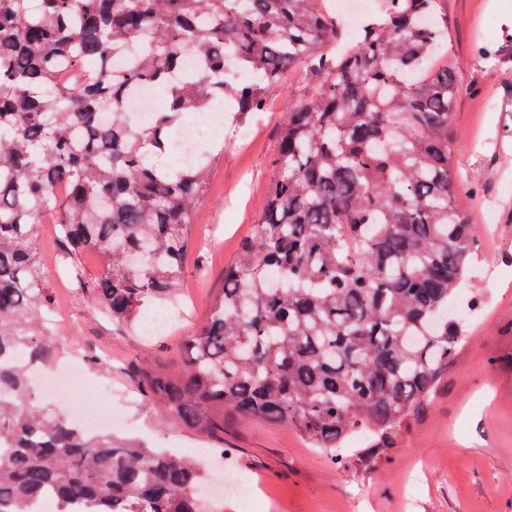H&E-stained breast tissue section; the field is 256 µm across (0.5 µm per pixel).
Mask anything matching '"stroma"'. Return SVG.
Instances as JSON below:
<instances>
[{
  "mask_svg": "<svg viewBox=\"0 0 512 512\" xmlns=\"http://www.w3.org/2000/svg\"><path fill=\"white\" fill-rule=\"evenodd\" d=\"M449 12L447 51L465 88L453 121L455 165L484 242L469 281L452 298L470 310L467 338L436 397L395 447L358 460L354 447L370 443L361 435L337 464L296 431L263 422L237 424L225 428L223 440L208 439L146 408L125 368L144 360L176 363L185 337L205 318L225 266L261 214L288 103L310 89L300 65L271 92L266 111L245 128L224 125L207 141L219 159L193 234L208 266L201 271L188 261L184 315L167 333L148 338L138 329L114 330L56 265L54 225L35 226L60 359L80 362L91 349L110 354L111 372L90 368L86 374L117 391L109 400L89 395L56 403V412L117 409L126 435L176 454L210 449L214 470L250 478L257 512H512V62L482 56L512 33V0H449Z\"/></svg>",
  "mask_w": 512,
  "mask_h": 512,
  "instance_id": "35a3bbf8",
  "label": "stroma"
}]
</instances>
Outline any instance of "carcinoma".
Wrapping results in <instances>:
<instances>
[{
  "label": "carcinoma",
  "instance_id": "cac0c4a2",
  "mask_svg": "<svg viewBox=\"0 0 512 512\" xmlns=\"http://www.w3.org/2000/svg\"><path fill=\"white\" fill-rule=\"evenodd\" d=\"M329 0H0V512H209L201 458L89 438L31 388L55 354L34 224L115 329L173 305L212 159L173 133L229 94L238 126L304 63L253 234L177 372L131 366L144 405L212 438L286 425L331 459L352 434L392 443L429 402L463 339L448 299L477 247L451 128L460 89L448 0H380L341 53ZM133 48L135 64L114 66ZM164 93L139 126V87ZM177 156L170 171L156 163ZM91 251L98 271L80 264Z\"/></svg>",
  "mask_w": 512,
  "mask_h": 512
}]
</instances>
